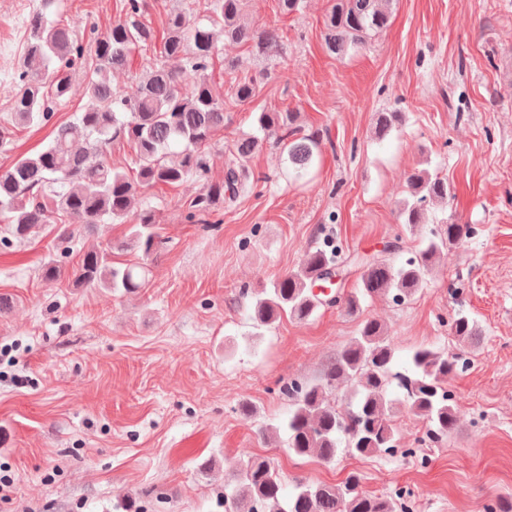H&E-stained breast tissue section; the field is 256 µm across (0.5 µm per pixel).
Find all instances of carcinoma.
Segmentation results:
<instances>
[{
	"label": "carcinoma",
	"instance_id": "1",
	"mask_svg": "<svg viewBox=\"0 0 512 512\" xmlns=\"http://www.w3.org/2000/svg\"><path fill=\"white\" fill-rule=\"evenodd\" d=\"M392 0H331L325 14L324 48L340 58L385 32L392 24ZM245 0H204V15L185 25L180 12L168 15L161 46L142 21L147 0H124L125 20L101 33L91 27L83 40L61 19L59 0H38L26 21L27 50L14 73V126L45 125L69 96L73 78L81 74L86 103L70 120L54 127V137L44 149L15 157L0 167V245L29 240L47 224L60 223L58 238L71 243V227L93 229L99 224L122 222L139 199L141 189L155 183L180 184L195 177L202 191L189 203L188 219L209 216L217 206L233 205L246 184L244 170L232 163L218 182L207 179L204 148L224 127L226 101L213 78L217 43L247 46L266 55L277 46L274 30L259 31L245 20ZM141 57V73L129 86L112 85L110 74L123 71L133 53ZM237 64L224 62L230 76V99L236 104L253 101L265 74L238 77ZM194 75L186 84L183 76ZM400 112L378 113L374 136L385 138L401 121ZM262 136H247L235 144L240 159L252 155L265 142L282 145L288 155V174L301 179L321 151V139L306 134L293 112H261L257 116ZM127 141L135 148V174L109 160L112 144ZM408 197L399 211L401 223L413 231L425 223L434 203H448L453 192L448 179L428 171L407 178ZM479 229L451 219L422 241L415 257L401 265L389 258L361 263V288L356 293H336L334 300L315 294L316 280L336 269V255L318 248L297 270L277 280L273 287L254 294L253 320L268 328L282 317L304 322L320 307L340 306L356 313L360 297L405 300L426 284V275L448 247L475 237ZM150 208H142L130 225L128 239L102 248L82 250L74 282L113 291L133 292L145 284L144 266L112 261L115 250L135 247L146 256L159 241ZM459 345L479 338L476 320L457 311L446 320ZM394 350L381 324L366 319L326 366L315 383L292 382L283 391L291 399L285 423L288 450L297 456H316L330 464L342 450L350 456L378 452L409 456L399 447L392 419L403 405L426 418V436L442 439L455 426L454 400L445 383L461 361L458 354L431 347L416 349L403 372L392 369ZM339 381L351 383L344 404L329 399ZM402 391L393 399L391 384ZM232 512H397L391 499L359 490L360 478L351 472L339 485L297 481L288 491L273 463L248 457L232 474Z\"/></svg>",
	"mask_w": 512,
	"mask_h": 512
}]
</instances>
